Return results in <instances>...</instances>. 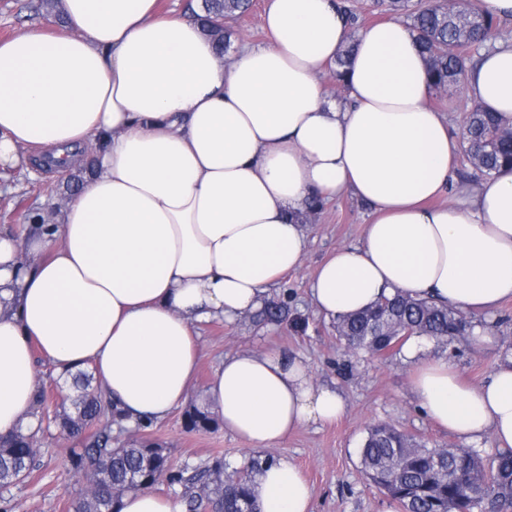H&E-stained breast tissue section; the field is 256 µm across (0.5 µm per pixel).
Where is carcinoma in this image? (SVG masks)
Returning <instances> with one entry per match:
<instances>
[{
	"label": "carcinoma",
	"mask_w": 512,
	"mask_h": 512,
	"mask_svg": "<svg viewBox=\"0 0 512 512\" xmlns=\"http://www.w3.org/2000/svg\"><path fill=\"white\" fill-rule=\"evenodd\" d=\"M250 0H202L198 15L203 32L223 53L229 51L233 31L224 21L241 17ZM375 7L404 20L417 34L435 91L460 82L475 47L492 40L499 21L476 11L448 9V4L420 0H377ZM352 46L337 57L332 68L337 83L344 84ZM466 157L474 173L489 176L512 164V127L502 124L491 112L473 105L465 127ZM93 154L64 185L47 184L52 196H67L94 172ZM288 315V302L271 300L258 314L263 322H278ZM336 336L354 352L370 355L394 342L381 336L383 327L396 326L413 337H430L442 342L471 338L470 320L460 311L438 307L403 295L384 298L370 308L334 321ZM92 376L76 373L74 412H54V421L67 436L79 441L71 449V468L81 485L70 501L71 512H119L121 494L150 489L160 481L181 486L185 512H243L256 508L251 500L249 471L239 470L214 457L204 467L188 474L189 468L174 470L166 449L148 440L112 447V426L121 415L102 390L91 387ZM193 429L211 425L208 412L196 405L186 411ZM38 432L0 436V488L25 478L39 467ZM362 472L370 484L402 512H512V449L490 459L473 448H437L416 440L386 424L371 425L360 453Z\"/></svg>",
	"instance_id": "1"
}]
</instances>
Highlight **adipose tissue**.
<instances>
[{"label": "adipose tissue", "instance_id": "ef3b65f1", "mask_svg": "<svg viewBox=\"0 0 512 512\" xmlns=\"http://www.w3.org/2000/svg\"><path fill=\"white\" fill-rule=\"evenodd\" d=\"M157 0H60L57 36L0 40V168L31 152L76 169L75 148L108 139L96 171L48 229L0 230V435L35 429L43 356L60 379L92 369L130 421H159L196 377L199 324L266 303L299 269L309 197L350 193L372 219L358 244L316 268L311 298L335 318L402 291L463 312L476 341L512 299V168L456 183L461 138L429 104L434 86L412 30L351 33L336 0H271V41L219 57L192 19ZM354 43L343 99L318 77ZM469 100L512 124V40L467 65ZM425 416L462 444L512 448V351L472 387L425 340L403 346ZM202 403L251 449L346 412L336 389L282 352L225 356ZM260 512H309L292 464H262Z\"/></svg>", "mask_w": 512, "mask_h": 512}]
</instances>
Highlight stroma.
I'll use <instances>...</instances> for the list:
<instances>
[{
	"label": "stroma",
	"instance_id": "35a3bbf8",
	"mask_svg": "<svg viewBox=\"0 0 512 512\" xmlns=\"http://www.w3.org/2000/svg\"><path fill=\"white\" fill-rule=\"evenodd\" d=\"M39 0H0V40L37 25L53 30L51 20L36 10ZM56 170L42 161L0 175V226L19 228L29 210L48 205L43 183L62 182ZM370 220L369 208L344 194L325 204L309 226V248L302 266L285 274L272 298L288 297L289 319L263 323L248 316L234 323L213 320L199 327L200 365L193 395L201 397L207 381L225 355L243 351H282L302 356L317 383L335 387L347 403L345 415L330 424L310 423L268 451H252L221 425L192 431L185 424L184 407L153 422L148 438L166 448L173 469L197 466L216 455L240 465L273 458L294 464L312 492L311 512H399L371 487L361 472L360 446L369 425L384 421L431 446L451 448L457 439L428 421L409 387L412 366L402 355L384 359L346 352L331 321L313 306L309 286L318 263L336 247L357 244ZM497 327L489 341L466 345L433 342L434 353L448 356L475 386L487 381L504 338H512V300L496 313ZM40 467L4 496L9 512H69L77 490L69 471L72 440L52 426L41 432Z\"/></svg>",
	"mask_w": 512,
	"mask_h": 512
}]
</instances>
